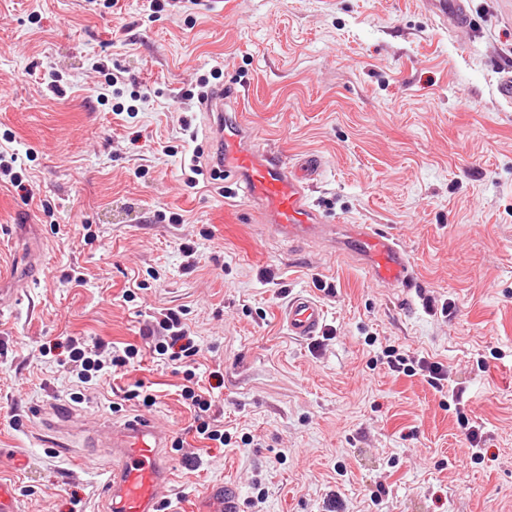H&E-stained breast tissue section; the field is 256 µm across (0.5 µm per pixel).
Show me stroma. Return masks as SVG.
<instances>
[{
	"mask_svg": "<svg viewBox=\"0 0 512 512\" xmlns=\"http://www.w3.org/2000/svg\"><path fill=\"white\" fill-rule=\"evenodd\" d=\"M470 12L449 30L421 0H179L156 15L148 0H0V134L29 190L0 181V289L17 291L0 309V479L22 512H93L110 462L98 443L137 415L183 443L167 451L173 512H199L217 480L238 487L240 512L335 498L341 512H512V103L496 90L512 0ZM217 71L265 147L326 158L316 209L398 237L415 288L281 235L219 182L185 184V156L215 151L187 92ZM299 292L323 304L325 336L281 329ZM156 308L184 311L230 445L192 431L182 370L144 334ZM70 338L142 359L83 384ZM391 345L442 362L448 390L389 371ZM139 381L156 405L125 400ZM454 388L486 438L475 461Z\"/></svg>",
	"mask_w": 512,
	"mask_h": 512,
	"instance_id": "35a3bbf8",
	"label": "stroma"
}]
</instances>
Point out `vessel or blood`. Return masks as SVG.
Here are the masks:
<instances>
[{
  "label": "vessel or blood",
  "mask_w": 512,
  "mask_h": 512,
  "mask_svg": "<svg viewBox=\"0 0 512 512\" xmlns=\"http://www.w3.org/2000/svg\"><path fill=\"white\" fill-rule=\"evenodd\" d=\"M423 5L442 26L471 24L468 0H423ZM227 102V95L219 90L205 106L217 132L219 164L225 177L243 188L275 229L291 237L326 239L331 248L357 259L367 278L377 285L408 288L414 284V262L393 234L372 224H352L340 238L334 225L316 211L309 190L325 169L322 157L310 155L292 164L278 152L259 148L248 128L226 115ZM278 317L289 335L311 339L323 331L325 310L312 295L299 293L289 299ZM166 443V433L153 418L139 415L113 424L104 443L112 463L101 488L100 512H158L160 497L172 480ZM203 496L212 502L211 512L239 510L236 485L215 481Z\"/></svg>",
  "instance_id": "vessel-or-blood-1"
}]
</instances>
